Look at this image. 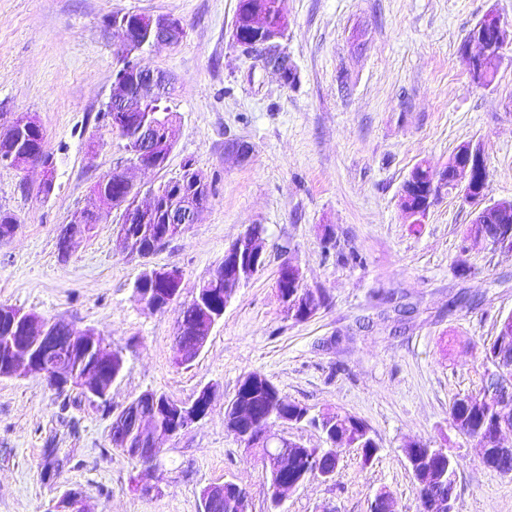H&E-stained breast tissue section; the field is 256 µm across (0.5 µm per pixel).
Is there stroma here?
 <instances>
[{"label": "stroma", "mask_w": 512, "mask_h": 512, "mask_svg": "<svg viewBox=\"0 0 512 512\" xmlns=\"http://www.w3.org/2000/svg\"><path fill=\"white\" fill-rule=\"evenodd\" d=\"M237 3L0 0V113L35 115L55 161L47 196L40 165L0 166V207L20 220L0 241V304L94 329L124 355L105 404L37 374L0 378V512H45L70 489L94 512H202V489L228 480L247 489L251 512H275L262 449L224 428L250 373L312 414L363 419L380 446L369 463L345 451L331 481H306L276 512H370L381 491L393 512H418L409 439L455 459L454 512H512V478L484 467L450 417L483 385L476 350L512 314V252L466 240L474 213L457 193L441 192L418 225L400 207L417 164L440 170L467 142L487 160L486 204L512 202V46L487 86L458 53L487 12L512 25V0H284L290 84L233 43ZM127 12L171 15L185 31L136 56L175 77L177 132L164 168L130 176L145 193L192 163L209 203L149 258L117 248L116 209L63 259L61 227L101 175L129 168L103 117L121 46L103 19ZM252 224L265 228L263 270L236 288L201 353L175 364L182 303ZM286 260L327 299L303 322L276 291ZM151 268L182 273L179 302L160 312L134 295ZM207 385L208 415L164 441L155 469L113 448V414L135 397L188 402ZM135 478L153 492H132Z\"/></svg>", "instance_id": "stroma-1"}]
</instances>
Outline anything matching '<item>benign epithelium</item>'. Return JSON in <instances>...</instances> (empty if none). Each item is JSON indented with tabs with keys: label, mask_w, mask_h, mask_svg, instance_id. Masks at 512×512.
Here are the masks:
<instances>
[{
	"label": "benign epithelium",
	"mask_w": 512,
	"mask_h": 512,
	"mask_svg": "<svg viewBox=\"0 0 512 512\" xmlns=\"http://www.w3.org/2000/svg\"><path fill=\"white\" fill-rule=\"evenodd\" d=\"M116 27L123 35L125 46L129 48L139 46V38L131 36L132 30L142 31L139 19L128 14L118 16ZM149 28L152 31L153 43L171 44L182 37L183 27L179 19L170 15H156L150 18ZM282 37L278 30L270 29L265 37L253 44H243L238 41L237 30H232V41L243 48L244 51L255 55L258 61L266 68H276L290 61L287 50L281 44ZM512 43V30L500 16L490 11L481 23L473 28L469 43L466 47V56L472 63L471 75L476 81L487 82V76L492 70L500 67L504 50ZM136 79L139 86L151 88L149 97L155 98L163 95L168 88L167 82L160 78L154 70L141 66L117 79L112 86L109 98L111 111L114 112L115 123L123 120L124 103L128 94L127 86L131 79ZM38 122L36 116L29 113H20L3 130L0 137H10L17 130L29 129ZM176 142V124H168L163 130H158L156 123L145 122L139 128L136 137L126 145L130 154V162L139 168L154 169L160 159L172 149ZM486 159L483 151L472 143L459 147L449 158L444 170L448 175L435 178L434 192L438 193L447 186V180L469 191L473 186L474 177L486 172ZM466 202L473 208V223L479 225V230L472 233L470 240L484 241L495 247L512 251V241L507 238L493 237L486 231L485 225L491 222L507 221L509 210L501 209L500 204L487 205L484 197L468 195ZM263 256V247L259 235L247 227L234 242L224 250V272L239 285L248 278L256 275L260 270L259 261ZM148 278L168 286L169 297L167 303L176 301L180 293L182 274L177 269H153L148 272ZM302 275L299 267L292 262H286L281 267L279 288H286L288 284H299ZM313 298L297 292L284 294L281 301L290 314L300 311L307 313L313 308ZM200 309L210 317V322L202 328L196 345L192 348L182 349L177 353L178 360L184 362L199 354L205 347L212 328L221 320L224 309H215L210 306L207 297L199 294L193 298ZM8 324L3 335L0 336V355L5 356L0 362V378H23L30 374H42L55 388L61 390L79 389L89 399L104 401L107 399L110 388L103 387L101 382L97 357L104 356L112 361V348L101 343L99 336L92 329L76 332L66 327L65 343L62 346V355L59 358L47 353L43 347L44 338L54 330L61 327V323L46 319L37 314L13 307L7 310ZM512 341V321L505 319L500 324L498 333L497 353L488 355L487 363L489 377L484 392L473 394L470 401L482 404L487 395H493L497 401V420L503 426L512 422V360L503 357V351ZM215 390L211 386L203 387L194 402H175L164 407L165 414L170 417L171 423L162 426L158 422L156 412H141L132 410L127 421L132 423L134 437H125L121 442L124 448H134V457L142 464L151 466L157 460L163 441L179 434L206 417L202 411V403L214 398ZM259 422L242 425L238 439L248 448H261L265 456L275 459V468L271 477L272 506L278 508L284 501L287 492L299 487L303 481L295 476H288L291 465L288 462V449L299 448L301 444L274 432L269 428L265 431L257 430ZM512 453V448H483L481 461L485 466L496 470L505 477H512V470L497 467L494 460L501 455ZM440 482L437 476L431 475L422 481L426 492L425 501L439 512H449L452 496L437 497L430 490V486ZM238 485L226 481L222 485H210L201 492V500L205 504L219 500L227 490H236ZM48 512H93L83 493L77 489L64 492L60 498L52 502Z\"/></svg>",
	"instance_id": "7a95c632"
}]
</instances>
